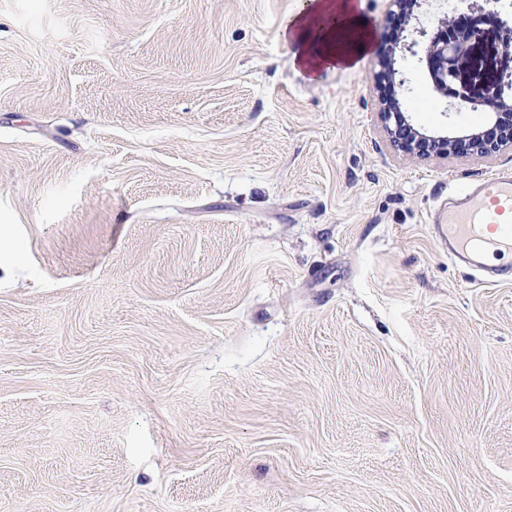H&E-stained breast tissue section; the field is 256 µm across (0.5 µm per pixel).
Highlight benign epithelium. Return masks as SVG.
<instances>
[{
  "mask_svg": "<svg viewBox=\"0 0 512 512\" xmlns=\"http://www.w3.org/2000/svg\"><path fill=\"white\" fill-rule=\"evenodd\" d=\"M401 34L383 57L374 81L408 89V78L396 68V52L415 54L421 44L427 78L434 91L453 104L480 112L482 127L464 135L422 132L410 124L396 97L382 98L379 117L384 134L397 151L420 158L434 155L489 157L512 148V23L496 18L492 23L478 7L461 24L443 13L433 31L421 17L430 0H390Z\"/></svg>",
  "mask_w": 512,
  "mask_h": 512,
  "instance_id": "1",
  "label": "benign epithelium"
}]
</instances>
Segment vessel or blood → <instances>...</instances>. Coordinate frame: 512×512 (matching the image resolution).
<instances>
[{
    "label": "vessel or blood",
    "instance_id": "vessel-or-blood-1",
    "mask_svg": "<svg viewBox=\"0 0 512 512\" xmlns=\"http://www.w3.org/2000/svg\"><path fill=\"white\" fill-rule=\"evenodd\" d=\"M434 223L449 260L479 271L481 283L496 285L512 277L487 262L491 254H512V173L496 172L449 190Z\"/></svg>",
    "mask_w": 512,
    "mask_h": 512
}]
</instances>
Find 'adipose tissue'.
<instances>
[{
	"mask_svg": "<svg viewBox=\"0 0 512 512\" xmlns=\"http://www.w3.org/2000/svg\"><path fill=\"white\" fill-rule=\"evenodd\" d=\"M295 42L299 63L318 69L322 63H352L366 51L371 33L352 0H309L304 14L285 29Z\"/></svg>",
	"mask_w": 512,
	"mask_h": 512,
	"instance_id": "obj_1",
	"label": "adipose tissue"
}]
</instances>
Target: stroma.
<instances>
[{
	"instance_id": "stroma-1",
	"label": "stroma",
	"mask_w": 512,
	"mask_h": 512,
	"mask_svg": "<svg viewBox=\"0 0 512 512\" xmlns=\"http://www.w3.org/2000/svg\"><path fill=\"white\" fill-rule=\"evenodd\" d=\"M308 0H0V512H512V282ZM402 110L462 134L425 81ZM283 34L285 39L295 41L298 62L313 71L325 62L352 63L366 51L371 39L352 0H310L306 12L296 17Z\"/></svg>"
}]
</instances>
